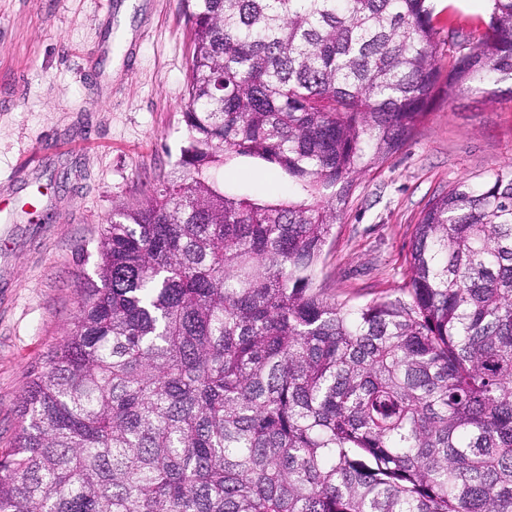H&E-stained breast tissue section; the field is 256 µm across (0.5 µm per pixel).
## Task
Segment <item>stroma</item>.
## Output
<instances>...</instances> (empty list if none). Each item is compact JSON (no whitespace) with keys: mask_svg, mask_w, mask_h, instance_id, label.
Instances as JSON below:
<instances>
[{"mask_svg":"<svg viewBox=\"0 0 512 512\" xmlns=\"http://www.w3.org/2000/svg\"><path fill=\"white\" fill-rule=\"evenodd\" d=\"M183 0H0V453L94 276L102 224L143 200L186 144ZM496 101L437 102L412 139L362 178L315 285L360 305L404 283L414 226L461 179L512 170V84ZM231 191L281 198L280 170L228 163Z\"/></svg>","mask_w":512,"mask_h":512,"instance_id":"1","label":"stroma"}]
</instances>
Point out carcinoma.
I'll list each match as a JSON object with an SVG mask.
<instances>
[{
  "instance_id": "cac0c4a2",
  "label": "carcinoma",
  "mask_w": 512,
  "mask_h": 512,
  "mask_svg": "<svg viewBox=\"0 0 512 512\" xmlns=\"http://www.w3.org/2000/svg\"><path fill=\"white\" fill-rule=\"evenodd\" d=\"M432 0H184L187 145L102 225L0 454V512H512V172L432 198L397 295L314 287L357 180L512 81ZM238 157L294 194L226 191Z\"/></svg>"
}]
</instances>
